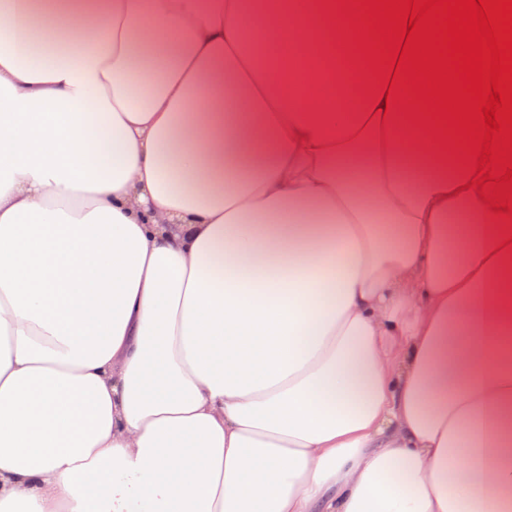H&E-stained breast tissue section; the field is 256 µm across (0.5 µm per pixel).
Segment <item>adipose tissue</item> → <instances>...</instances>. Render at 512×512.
<instances>
[{
  "instance_id": "1",
  "label": "adipose tissue",
  "mask_w": 512,
  "mask_h": 512,
  "mask_svg": "<svg viewBox=\"0 0 512 512\" xmlns=\"http://www.w3.org/2000/svg\"><path fill=\"white\" fill-rule=\"evenodd\" d=\"M0 24V512H512V254L321 0Z\"/></svg>"
}]
</instances>
